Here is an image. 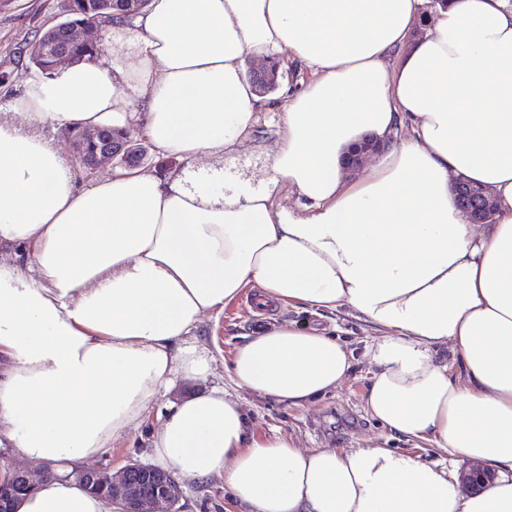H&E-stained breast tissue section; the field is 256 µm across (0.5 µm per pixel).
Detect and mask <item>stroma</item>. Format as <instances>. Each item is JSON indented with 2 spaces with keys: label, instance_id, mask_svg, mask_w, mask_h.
Segmentation results:
<instances>
[{
  "label": "stroma",
  "instance_id": "1",
  "mask_svg": "<svg viewBox=\"0 0 512 512\" xmlns=\"http://www.w3.org/2000/svg\"><path fill=\"white\" fill-rule=\"evenodd\" d=\"M63 18L61 0H0V108L9 109L22 90L33 65L27 47L46 28ZM252 293L225 307L217 316L205 319L192 336V344L207 348L213 359L210 370L197 379L183 382L179 393L201 391L214 386H230L228 368L243 336L267 324L295 320L328 330L355 354L352 373L336 391L315 402L288 406L271 399L246 397L249 431L259 437L290 435L304 448H353L384 434L377 420L365 411L369 368L362 355L380 337L373 326L347 311L315 312L293 307L257 311ZM167 397H160L156 408L164 410ZM150 416L132 435L109 448L96 461L97 466L121 468L131 462L150 463L149 441L160 420ZM184 512H225L228 505L224 479L214 476L185 484Z\"/></svg>",
  "mask_w": 512,
  "mask_h": 512
}]
</instances>
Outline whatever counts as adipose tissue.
<instances>
[{
	"instance_id": "obj_1",
	"label": "adipose tissue",
	"mask_w": 512,
	"mask_h": 512,
	"mask_svg": "<svg viewBox=\"0 0 512 512\" xmlns=\"http://www.w3.org/2000/svg\"><path fill=\"white\" fill-rule=\"evenodd\" d=\"M97 53L33 72L0 114V448L56 476L14 512H114L68 472L205 374L204 318L251 287L262 302L348 308L382 329L365 405L446 462L374 444L256 437L221 388L172 402L150 439L172 476L224 479L233 512H512V0H149ZM287 51L304 87L259 94L248 60ZM279 111L259 186L224 178L260 113ZM142 127L184 169L84 178L53 136ZM405 141L348 175L364 134ZM488 188L493 223L454 203ZM353 357L284 321L244 337L236 389L298 406ZM492 475L472 493L447 465Z\"/></svg>"
}]
</instances>
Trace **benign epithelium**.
<instances>
[{
  "instance_id": "obj_1",
  "label": "benign epithelium",
  "mask_w": 512,
  "mask_h": 512,
  "mask_svg": "<svg viewBox=\"0 0 512 512\" xmlns=\"http://www.w3.org/2000/svg\"><path fill=\"white\" fill-rule=\"evenodd\" d=\"M65 19L50 26L30 45L29 52L38 61L42 73L51 76L62 63H77L84 53L96 51L99 41L92 37L101 27V20L117 10L125 16L139 14L147 0H63ZM279 65L268 60L261 67H250L249 78L262 93L276 87ZM77 158L88 170L110 161L121 167H134L146 152L130 139L128 131L119 128L95 127L70 132ZM386 144L369 136L363 137L349 152L347 166L354 169L366 154H381ZM457 205L475 223L487 224L494 216L491 194L463 181L453 189ZM8 470L0 483V512H12L11 501L34 490L36 479L27 470L16 466L9 455L0 451V469ZM75 478L92 493L118 506V512H182L183 491L168 473L140 462L129 463L115 471L106 465L98 468L79 467Z\"/></svg>"
}]
</instances>
